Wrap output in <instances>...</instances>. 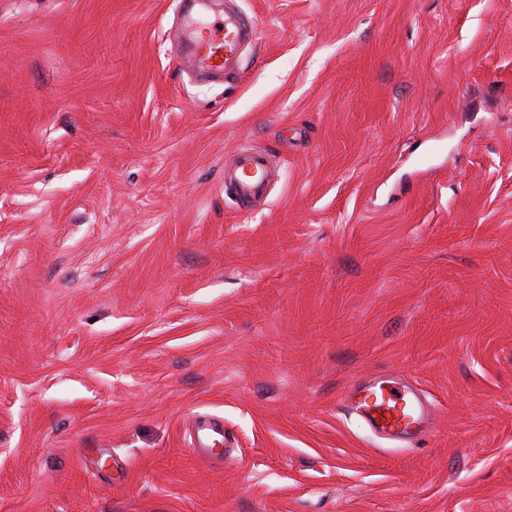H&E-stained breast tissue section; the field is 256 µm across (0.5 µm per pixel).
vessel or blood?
Wrapping results in <instances>:
<instances>
[{
    "label": "vessel or blood",
    "instance_id": "obj_1",
    "mask_svg": "<svg viewBox=\"0 0 512 512\" xmlns=\"http://www.w3.org/2000/svg\"><path fill=\"white\" fill-rule=\"evenodd\" d=\"M204 42L196 46L198 60L211 73L224 75L228 83L239 78L236 65L241 48L255 35L252 19L238 13L232 0L224 4L223 25H203ZM271 168L265 152L239 149L224 170V191L241 209L251 208L265 196ZM346 400L365 427L390 440L409 443L430 434L434 424L431 403L420 392L393 379L353 384Z\"/></svg>",
    "mask_w": 512,
    "mask_h": 512
}]
</instances>
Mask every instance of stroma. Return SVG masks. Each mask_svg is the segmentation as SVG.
<instances>
[{
  "instance_id": "1",
  "label": "stroma",
  "mask_w": 512,
  "mask_h": 512,
  "mask_svg": "<svg viewBox=\"0 0 512 512\" xmlns=\"http://www.w3.org/2000/svg\"><path fill=\"white\" fill-rule=\"evenodd\" d=\"M238 5L228 92L181 0H0V512H512V0ZM271 174L268 155L260 150L239 149L224 170V192L240 209H249L265 196ZM344 399L371 433L386 439L412 443L432 431L431 403L419 389L397 380L353 384Z\"/></svg>"
}]
</instances>
